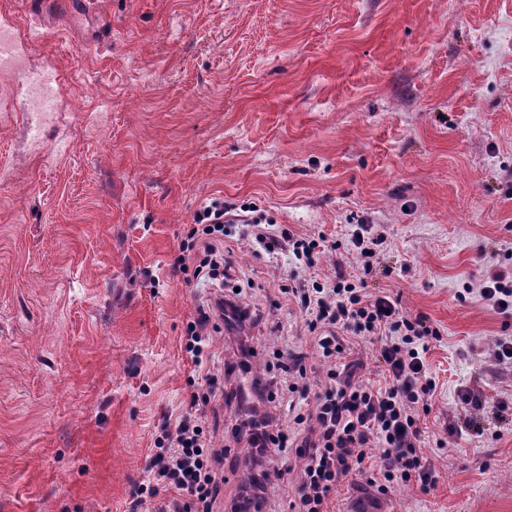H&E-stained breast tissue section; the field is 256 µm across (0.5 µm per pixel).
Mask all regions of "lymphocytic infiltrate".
Here are the masks:
<instances>
[{"mask_svg": "<svg viewBox=\"0 0 512 512\" xmlns=\"http://www.w3.org/2000/svg\"><path fill=\"white\" fill-rule=\"evenodd\" d=\"M227 214L220 201L198 210L172 266L173 274L188 272L213 287L188 322L182 343L194 371L203 372L208 390L191 395L175 419L163 420L145 463L147 480L132 493L133 512L144 505L150 512H247L268 489L288 482L293 485L288 512H332L337 487L355 477L366 478L384 495L410 485L430 492L440 469L421 451L420 418L431 412L437 391L425 356L440 332L425 316L410 314L400 296L369 291L366 278L380 263L386 235L369 224L353 225L349 249L361 278L347 276L340 259L333 276L319 282L306 272L328 252V245L256 220L246 237L269 258L282 252L294 258L291 282L278 292L298 309L328 370L321 387L312 389L305 354L279 349L275 356L286 383L267 374L254 378L260 411L233 434L246 441L260 472L232 504H225L218 479L224 469V440L208 426L212 405L227 398L221 377L205 371L215 356L212 333L221 327L229 333L254 327L263 319L262 311L227 288L242 275L224 240ZM362 346L377 354L382 371L376 382L357 377L356 364L348 359ZM286 415L295 431L281 426Z\"/></svg>", "mask_w": 512, "mask_h": 512, "instance_id": "1", "label": "lymphocytic infiltrate"}]
</instances>
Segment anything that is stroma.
Returning <instances> with one entry per match:
<instances>
[{
    "label": "stroma",
    "instance_id": "obj_1",
    "mask_svg": "<svg viewBox=\"0 0 512 512\" xmlns=\"http://www.w3.org/2000/svg\"><path fill=\"white\" fill-rule=\"evenodd\" d=\"M28 54L61 78L29 130L0 112V512H129L161 419L192 391L181 349L209 291L173 276L194 213L214 199L345 243L383 225L371 291L400 294L441 332L424 493L336 492L340 512H512V410L445 437L456 390L512 393L495 366L512 336L465 284L512 256V0H59ZM231 258L266 310L253 375L274 348L312 354L299 313L270 309L290 259ZM224 499L246 481L229 433Z\"/></svg>",
    "mask_w": 512,
    "mask_h": 512
}]
</instances>
